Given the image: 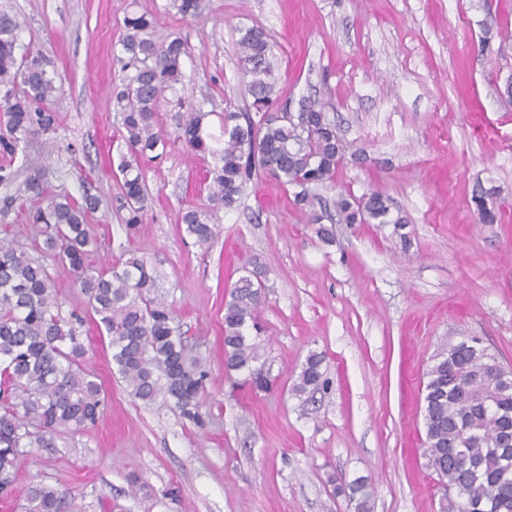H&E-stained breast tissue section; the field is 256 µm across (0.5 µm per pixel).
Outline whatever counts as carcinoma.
I'll return each mask as SVG.
<instances>
[{
	"mask_svg": "<svg viewBox=\"0 0 512 512\" xmlns=\"http://www.w3.org/2000/svg\"><path fill=\"white\" fill-rule=\"evenodd\" d=\"M153 16L131 11L124 16L120 40L123 56L116 58L126 72L114 96L122 123L117 142L119 209L127 231L141 223L149 200L143 164L161 157L168 145L158 125L167 92L182 83L183 58L190 54L184 39L174 36L158 43L152 38ZM24 24L0 10V184L14 177L11 163L26 155L34 135L56 132L52 103L62 90L53 64L31 44H23ZM272 45L259 26L245 29L237 42V60L244 94L254 113L220 115L223 138L207 131V113L190 107L178 116V140L194 155L218 156L208 171L210 201L236 206L244 186L262 173L285 186L298 188L295 202L310 209V221L325 241L332 232L322 226L324 213L315 209L311 189L331 181L346 158L348 146L338 137L316 98L299 101L297 114L274 111L278 82ZM494 188L477 186L479 220L497 222L489 204ZM101 201H82L54 193L49 174L34 168L20 195L0 198V214L19 209L44 235V251L66 262L76 274L80 291L97 328L110 336L112 365L131 395L145 403L171 404L197 427L205 424L201 397L207 371L191 355L183 337L172 327L174 315L157 294L146 262L125 251L111 266L88 265L95 244L87 220ZM342 224H392L389 199L379 192L362 197L339 194L334 202ZM184 232L193 243L209 248L217 230L211 207H192L183 217ZM230 300L224 305V365L245 374L255 392H267L274 380L261 361V328L257 321L267 288L266 266L257 257L242 267ZM57 297L47 266L0 240V490L11 483L26 449L43 447L54 436L96 424L105 392L96 375L84 367L86 350L71 322L55 313ZM494 354L473 336L446 344L428 370L423 398V425L428 466L447 491L453 512H512V386L487 372ZM323 356L310 353L293 386L302 395L323 385ZM63 492L49 484L33 485L23 512H63Z\"/></svg>",
	"mask_w": 512,
	"mask_h": 512,
	"instance_id": "1",
	"label": "carcinoma"
}]
</instances>
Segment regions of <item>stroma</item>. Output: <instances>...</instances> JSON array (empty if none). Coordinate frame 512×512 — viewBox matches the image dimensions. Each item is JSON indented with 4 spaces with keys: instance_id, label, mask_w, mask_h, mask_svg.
I'll return each mask as SVG.
<instances>
[{
    "instance_id": "stroma-1",
    "label": "stroma",
    "mask_w": 512,
    "mask_h": 512,
    "mask_svg": "<svg viewBox=\"0 0 512 512\" xmlns=\"http://www.w3.org/2000/svg\"><path fill=\"white\" fill-rule=\"evenodd\" d=\"M132 6L155 17L156 40L178 35L190 45L174 94L209 111L215 135L227 105L246 106L240 30L263 27L280 103L294 111L303 98L320 99L349 147L318 195L382 192L406 217L409 244L389 224H337L334 242H324L293 188L262 176L238 207L218 210L219 234L201 249L181 217L206 202L215 159L178 143L145 164L152 197L142 224L126 232L113 91ZM0 9L25 21L22 42L62 78L58 130L16 158L14 189L28 165L42 163L58 193L97 195L90 265L111 263L120 243L143 258L208 371L204 428L134 399L74 272L49 262L60 315L84 320V361L106 402L95 426L28 450L0 512H21L40 481L65 491L64 512H356L348 486L357 480L369 512H441L421 416L433 357L477 336L512 367V102L496 93L512 78V41L482 42L486 26L512 28V0H204L195 18L172 0H0ZM479 185L498 190L497 223L479 221ZM255 256L268 265L259 318L276 380L257 394L224 369V303ZM312 352L324 357L327 386L305 400L292 387ZM132 474L146 490L131 492Z\"/></svg>"
}]
</instances>
